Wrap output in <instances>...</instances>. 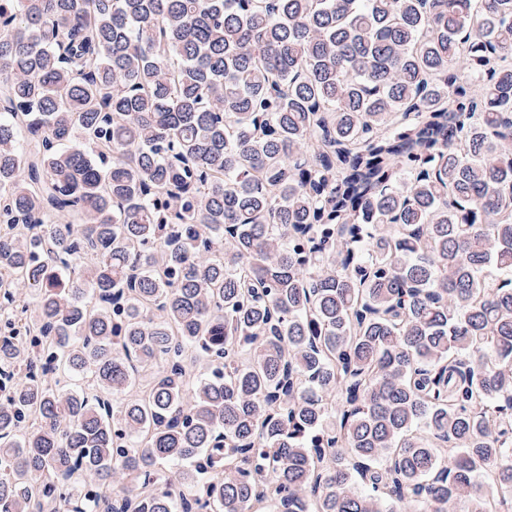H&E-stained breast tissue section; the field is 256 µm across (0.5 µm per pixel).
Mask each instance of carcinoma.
Masks as SVG:
<instances>
[{
	"mask_svg": "<svg viewBox=\"0 0 512 512\" xmlns=\"http://www.w3.org/2000/svg\"><path fill=\"white\" fill-rule=\"evenodd\" d=\"M0 302V512H499L512 0H0Z\"/></svg>",
	"mask_w": 512,
	"mask_h": 512,
	"instance_id": "obj_1",
	"label": "carcinoma"
}]
</instances>
